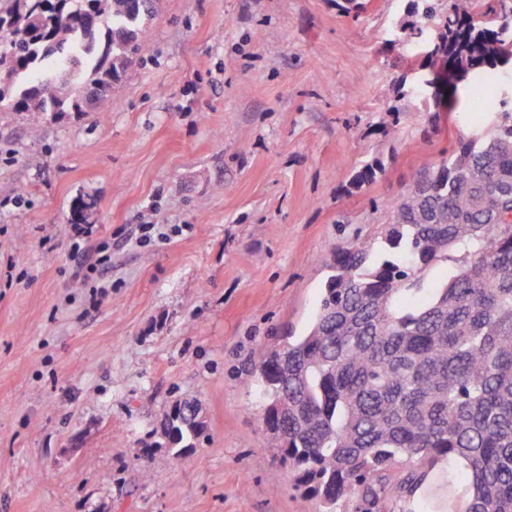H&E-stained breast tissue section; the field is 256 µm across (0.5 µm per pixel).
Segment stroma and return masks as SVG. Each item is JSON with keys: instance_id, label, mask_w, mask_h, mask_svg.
Wrapping results in <instances>:
<instances>
[{"instance_id": "stroma-1", "label": "stroma", "mask_w": 512, "mask_h": 512, "mask_svg": "<svg viewBox=\"0 0 512 512\" xmlns=\"http://www.w3.org/2000/svg\"><path fill=\"white\" fill-rule=\"evenodd\" d=\"M367 3L157 0L99 113L0 114V512H314L265 444L256 366L307 331L336 247L479 123L412 109L384 136L416 49L387 43L407 0ZM179 400L205 422L181 459Z\"/></svg>"}]
</instances>
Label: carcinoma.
I'll return each mask as SVG.
<instances>
[{
    "instance_id": "1",
    "label": "carcinoma",
    "mask_w": 512,
    "mask_h": 512,
    "mask_svg": "<svg viewBox=\"0 0 512 512\" xmlns=\"http://www.w3.org/2000/svg\"><path fill=\"white\" fill-rule=\"evenodd\" d=\"M11 0L0 10V113H85L90 92L107 99L133 56L147 49L154 0ZM403 24L439 56L437 96L399 76L382 132L402 103L430 118L460 104L482 114L512 57V0L477 13L474 0H408ZM384 173L374 159L352 186ZM447 267L442 281L428 279ZM306 335L268 353L258 372L266 443L297 485L332 512L357 493L373 504L406 466V501L433 473L448 512H512V109L492 132L461 135L440 161L426 159L391 206L379 236L336 252ZM204 432L182 402L165 437L180 459Z\"/></svg>"
}]
</instances>
